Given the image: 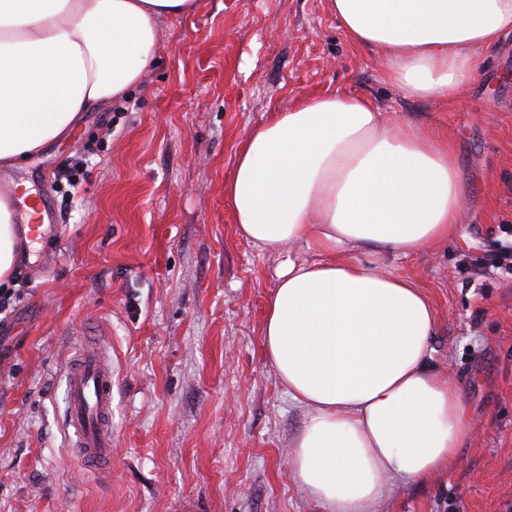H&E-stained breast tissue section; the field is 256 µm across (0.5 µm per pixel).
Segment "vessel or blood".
<instances>
[{"mask_svg": "<svg viewBox=\"0 0 512 512\" xmlns=\"http://www.w3.org/2000/svg\"><path fill=\"white\" fill-rule=\"evenodd\" d=\"M67 425L85 469L109 477L112 471V393L114 381L105 354L96 341L83 344L67 374Z\"/></svg>", "mask_w": 512, "mask_h": 512, "instance_id": "b4317fda", "label": "vessel or blood"}]
</instances>
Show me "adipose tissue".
Segmentation results:
<instances>
[{
	"label": "adipose tissue",
	"instance_id": "1",
	"mask_svg": "<svg viewBox=\"0 0 512 512\" xmlns=\"http://www.w3.org/2000/svg\"><path fill=\"white\" fill-rule=\"evenodd\" d=\"M383 80L452 100L479 52L512 31V0H328ZM194 0H0V166L64 138L81 112L124 98L150 63L155 22ZM464 187L440 130L387 122L368 97L298 98L250 132L224 182L239 234L286 259L264 353L304 412L294 480L324 512H372L397 484L447 477L469 431L455 375L430 367L437 317L405 278L359 261L453 239ZM14 214L0 200V288L13 283Z\"/></svg>",
	"mask_w": 512,
	"mask_h": 512
}]
</instances>
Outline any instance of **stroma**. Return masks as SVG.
I'll list each match as a JSON object with an SVG mask.
<instances>
[{
	"label": "stroma",
	"mask_w": 512,
	"mask_h": 512,
	"mask_svg": "<svg viewBox=\"0 0 512 512\" xmlns=\"http://www.w3.org/2000/svg\"><path fill=\"white\" fill-rule=\"evenodd\" d=\"M157 28L125 112L82 113L68 139L0 167V199L30 183L52 226L20 244L0 312V512H323L290 475L305 416L262 344L282 262L318 254L243 239L224 181L271 112L335 91L439 126L465 186L451 242L380 268L433 304L432 364L454 372L470 429L448 478L402 486L380 512H512V277L475 269L512 225V33L448 103L386 84L380 52L351 45L328 0H196ZM84 155L86 178L61 196L60 164ZM88 336L115 382L105 480L84 470L65 420Z\"/></svg>",
	"instance_id": "obj_1"
}]
</instances>
